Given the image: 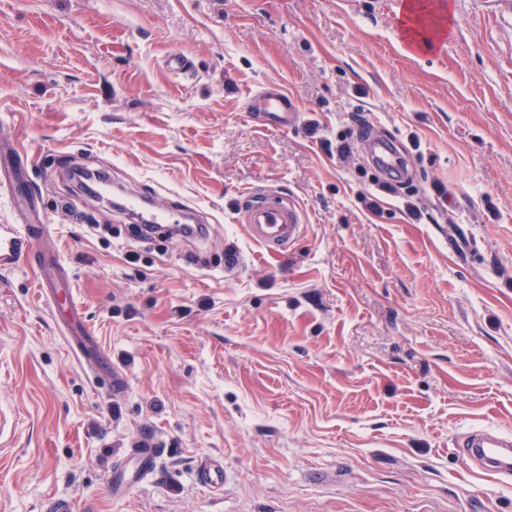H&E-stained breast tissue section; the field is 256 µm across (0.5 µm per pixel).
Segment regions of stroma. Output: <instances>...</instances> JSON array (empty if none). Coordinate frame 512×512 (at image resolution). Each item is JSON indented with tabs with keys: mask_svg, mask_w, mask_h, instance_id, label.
<instances>
[{
	"mask_svg": "<svg viewBox=\"0 0 512 512\" xmlns=\"http://www.w3.org/2000/svg\"><path fill=\"white\" fill-rule=\"evenodd\" d=\"M431 2L447 33L412 55L394 0H0V149L36 199L1 193L0 224H48L127 378L111 393L69 351L32 266L0 271V512H512V483L456 449L512 432V14ZM268 84L296 128L246 116ZM371 133L407 162L395 192ZM80 170L201 212L207 239L142 240ZM256 187L305 211L286 254L235 221ZM229 248L249 259L231 277ZM144 429L159 469L111 497ZM212 457L216 489L195 478Z\"/></svg>",
	"mask_w": 512,
	"mask_h": 512,
	"instance_id": "stroma-1",
	"label": "stroma"
}]
</instances>
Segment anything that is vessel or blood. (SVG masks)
Here are the masks:
<instances>
[{"label":"vessel or blood","instance_id":"obj_1","mask_svg":"<svg viewBox=\"0 0 512 512\" xmlns=\"http://www.w3.org/2000/svg\"><path fill=\"white\" fill-rule=\"evenodd\" d=\"M245 108L262 126L286 131L296 127L301 112L293 94L279 85H266L249 92ZM184 208L161 205L151 208L152 225L167 227L182 223ZM237 223L243 224L249 237L266 253L284 254L301 237L306 222L299 204L287 193L268 194L256 188L249 191L236 211ZM48 227L44 224H6L0 226V268L9 269L17 263L36 261L38 265V292L49 306L57 325L64 331L69 350L87 365L93 377L105 376L114 392H123L125 375L106 363L94 337L81 329V313L75 304L60 306L63 293L64 269L48 259L46 241ZM461 453L474 471L499 481H512V434L495 429H482L468 433L460 445ZM164 450L152 431H140L134 442L136 465L134 468L112 467L108 476V489L112 493L128 492L140 486L159 467ZM196 477L200 483L216 488L224 481V465L216 458L202 462Z\"/></svg>","mask_w":512,"mask_h":512}]
</instances>
